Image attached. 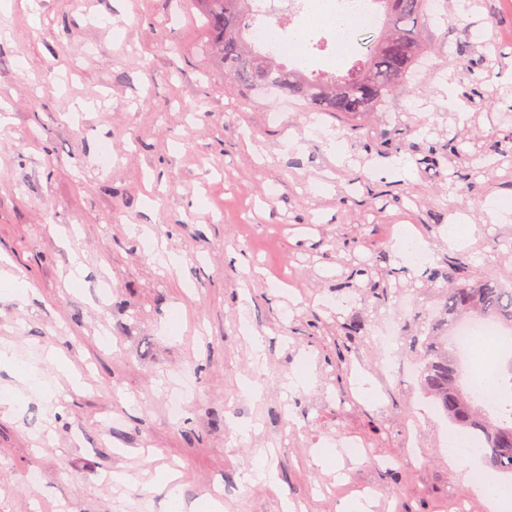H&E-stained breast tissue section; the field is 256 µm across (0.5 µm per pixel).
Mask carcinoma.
Here are the masks:
<instances>
[{"instance_id": "cac0c4a2", "label": "carcinoma", "mask_w": 512, "mask_h": 512, "mask_svg": "<svg viewBox=\"0 0 512 512\" xmlns=\"http://www.w3.org/2000/svg\"><path fill=\"white\" fill-rule=\"evenodd\" d=\"M192 2L207 19L210 43L225 75L250 90L274 88L302 102L310 112H341L353 117L374 112L403 87L424 55L420 22L428 17L429 0H382L390 25L364 58L355 60L346 74L336 78L308 75L267 50L253 49L246 35L256 19L254 0ZM449 278L454 286L448 290L444 306L446 324L468 316L500 321L512 328V289L492 278L477 280L459 267ZM421 347V379L427 395L452 423L483 436L482 459L490 468L512 475V413L495 420L480 414L440 339L428 337Z\"/></svg>"}]
</instances>
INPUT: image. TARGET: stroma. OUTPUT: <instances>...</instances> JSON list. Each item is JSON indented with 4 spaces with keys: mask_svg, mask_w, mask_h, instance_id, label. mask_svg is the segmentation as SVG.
<instances>
[{
    "mask_svg": "<svg viewBox=\"0 0 512 512\" xmlns=\"http://www.w3.org/2000/svg\"><path fill=\"white\" fill-rule=\"evenodd\" d=\"M423 29L429 56L382 111L315 115L225 78L178 0H0V339L48 383L0 370V396L22 395L0 406V512H171L175 464L194 512H343L361 486L376 512H492L448 462V419L385 359L417 361L444 271L512 288V222L484 208L512 198V0H444ZM394 227L424 263L384 245ZM253 467L275 486H243Z\"/></svg>",
    "mask_w": 512,
    "mask_h": 512,
    "instance_id": "stroma-1",
    "label": "stroma"
}]
</instances>
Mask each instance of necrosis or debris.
I'll return each instance as SVG.
<instances>
[{
  "instance_id": "necrosis-or-debris-1",
  "label": "necrosis or debris",
  "mask_w": 512,
  "mask_h": 512,
  "mask_svg": "<svg viewBox=\"0 0 512 512\" xmlns=\"http://www.w3.org/2000/svg\"><path fill=\"white\" fill-rule=\"evenodd\" d=\"M295 26L285 31L262 21L253 26L251 41L300 68H343L357 55L358 36L380 24L377 0H292ZM451 342L459 367L479 406L498 413L512 409L496 373L497 360L512 353V331L491 320L463 321Z\"/></svg>"
}]
</instances>
